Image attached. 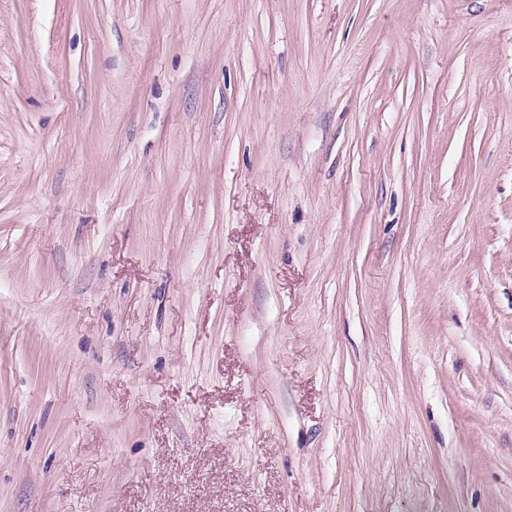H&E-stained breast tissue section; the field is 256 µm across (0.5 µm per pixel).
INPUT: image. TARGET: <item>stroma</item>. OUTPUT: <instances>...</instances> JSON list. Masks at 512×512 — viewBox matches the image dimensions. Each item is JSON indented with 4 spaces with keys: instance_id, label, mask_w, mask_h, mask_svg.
Returning <instances> with one entry per match:
<instances>
[{
    "instance_id": "stroma-1",
    "label": "stroma",
    "mask_w": 512,
    "mask_h": 512,
    "mask_svg": "<svg viewBox=\"0 0 512 512\" xmlns=\"http://www.w3.org/2000/svg\"><path fill=\"white\" fill-rule=\"evenodd\" d=\"M0 512H512V0H0Z\"/></svg>"
}]
</instances>
